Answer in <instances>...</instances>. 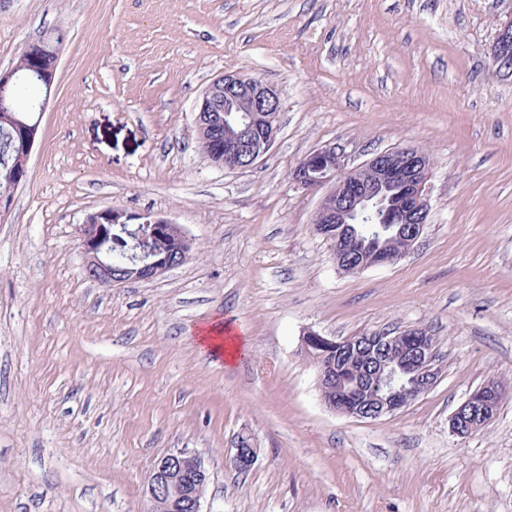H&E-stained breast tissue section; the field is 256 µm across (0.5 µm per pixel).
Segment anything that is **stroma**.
<instances>
[{
	"mask_svg": "<svg viewBox=\"0 0 512 512\" xmlns=\"http://www.w3.org/2000/svg\"><path fill=\"white\" fill-rule=\"evenodd\" d=\"M512 0H0V70L65 29L28 179L0 219V512H147L155 463L206 461L202 512H512V395L461 439L448 420L512 382V77L491 48ZM278 90L249 168L209 164L193 109L216 77ZM427 151L409 253L358 274L313 234L290 171ZM107 207L172 219L191 257L151 281L87 279L77 227ZM230 323L234 362L197 343ZM423 328L435 385L376 420L323 404L304 332ZM258 450L228 464L238 436ZM480 389L485 390L478 391ZM508 390H510L511 393V387L506 386L499 380H490L479 387L463 402L461 407L451 415L449 419L450 432L457 437L466 438L476 429L483 426L486 427L493 418L492 398H494L498 392L507 393ZM470 405L478 406L480 411L478 419H475L472 423L461 418L462 408Z\"/></svg>",
	"mask_w": 512,
	"mask_h": 512,
	"instance_id": "1",
	"label": "stroma"
}]
</instances>
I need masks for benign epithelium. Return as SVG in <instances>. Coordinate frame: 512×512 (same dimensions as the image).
I'll list each match as a JSON object with an SVG mask.
<instances>
[{
  "mask_svg": "<svg viewBox=\"0 0 512 512\" xmlns=\"http://www.w3.org/2000/svg\"><path fill=\"white\" fill-rule=\"evenodd\" d=\"M492 64L499 74H512V21L504 24L498 34L492 54ZM56 69L25 74L11 67L0 70V99L7 98L11 88L24 79L41 86L43 98L37 100L35 109L43 111L50 98ZM280 111V98L275 89L251 76L229 73L217 77L204 91L196 105L195 120L204 115L227 127L224 138L211 140L214 145L213 166L223 170H240L250 167L268 151L274 143L278 125L274 114ZM0 121L9 125L16 133L10 140L11 151L21 158H29L35 144L39 123L20 118L0 108ZM431 162L426 151L414 146L394 147L380 152L361 165L349 167L345 154L329 147L317 150L304 158L291 172V181L304 190L328 187L322 197L313 220L312 231L326 240L334 259L350 262L352 271L362 272L373 266L392 264L401 256L389 251L378 250L375 258L367 260L362 247L348 234L333 236L327 233V224H352L364 213L388 209L396 214L403 224L406 235L415 241L427 223L430 204L428 181ZM28 178V167L20 164L7 170L9 192L0 196V214L10 210L14 192ZM396 185L399 191L387 200L382 189ZM138 215L122 209L106 208L87 217L79 225L78 238L84 257L86 276L105 286L122 282L113 274L112 260L107 246V235L117 226L125 235L141 237L138 229L131 228V222ZM150 234L154 237L174 234L173 248L163 254L150 249L142 250L137 257L138 265L130 268L135 280H149L164 275L167 271L183 264L191 252L190 244L183 230L171 220L151 215ZM379 337L364 333L357 337L337 341L309 331L302 337L306 351L317 353V372L327 389L323 402L327 408L339 414L378 419L391 415L410 405L429 391L437 380L434 368L433 343L422 332L403 337V345L390 351L386 357L378 354L369 356L372 363L371 377L391 380L387 361L396 359L402 362L405 370L412 374L414 383L409 388L391 385L385 394L379 396L373 387L356 381L355 387L348 385V371L351 366L344 363L339 353L358 350L362 343L376 344ZM512 388L499 380H490L482 385V390L474 391L463 406L479 407L478 419L468 422L461 418V410L453 412L449 419L450 432L466 438L476 429L485 427L493 418L492 398L499 392ZM258 449L250 439L239 437L234 453L229 458L236 467L248 470L257 460ZM209 470L205 460L194 451L181 449L163 456L153 467L147 483L146 494L153 512L157 506L167 504L171 512H202L203 496L200 489L208 483Z\"/></svg>",
  "mask_w": 512,
  "mask_h": 512,
  "instance_id": "7a95c632",
  "label": "benign epithelium"
}]
</instances>
